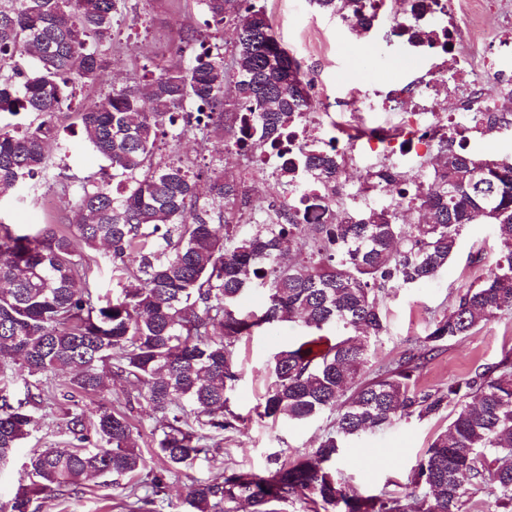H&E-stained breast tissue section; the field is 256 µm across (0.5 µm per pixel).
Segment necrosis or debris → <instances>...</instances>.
I'll return each instance as SVG.
<instances>
[{"label":"necrosis or debris","mask_w":512,"mask_h":512,"mask_svg":"<svg viewBox=\"0 0 512 512\" xmlns=\"http://www.w3.org/2000/svg\"><path fill=\"white\" fill-rule=\"evenodd\" d=\"M367 12L372 22L390 19V31L399 44L417 53H430L436 59L428 80L419 86L404 84L388 92L386 102L395 110L412 114L413 123L398 120L394 124L373 125L370 112L377 109V93L354 86L346 96L324 100V108L346 112L345 121L332 123L324 116L302 122L295 132V151L336 140L344 149L343 166L350 169L358 164L361 155L376 154L379 167H393L398 171L421 175L425 157L436 143L447 139L450 132L460 128L462 119L455 110L436 106L440 96L475 93L481 82L479 69L500 72L512 68V38L501 36L496 53L483 58L479 49L462 50V28L481 23L483 7L480 0H368ZM442 34L435 45L421 42L423 33Z\"/></svg>","instance_id":"necrosis-or-debris-1"}]
</instances>
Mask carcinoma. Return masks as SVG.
Masks as SVG:
<instances>
[{
    "label": "carcinoma",
    "mask_w": 512,
    "mask_h": 512,
    "mask_svg": "<svg viewBox=\"0 0 512 512\" xmlns=\"http://www.w3.org/2000/svg\"><path fill=\"white\" fill-rule=\"evenodd\" d=\"M216 26L234 25L235 69L223 46L181 41L177 65L145 84L117 86L105 73L115 16L124 0H8L0 6V114L27 112L24 128L0 127V196L36 190L52 166V118L71 105L83 82L107 86L78 113L82 141L112 170L77 186L67 224L16 234L0 220V464L32 429L42 394L15 402L6 394L19 362L36 382L61 380L47 392L68 418L65 449L46 448L29 460L33 477L0 512H31L34 501L78 493L90 479L127 482L126 512H162L172 473L213 461L216 437L236 428L228 393L240 378L234 355L243 336L270 334L293 323L302 334L272 356V382L262 416L304 422L329 414L318 446L291 465L264 475L222 471L192 484L183 512H251L304 500L323 512H407L398 498L359 496L338 475L344 450L403 417L438 413L455 403L448 430L438 434L408 478L417 512H463L467 490L486 489L497 512H512V359L478 367L434 392L414 376L445 341L467 336L481 321L512 310V157H476L449 139L443 162L423 182L394 171L375 176L426 215L403 224L380 201L361 208L336 190L340 149L333 142L276 169L278 203L265 217H245L249 197L224 178L212 158L205 197L198 196L191 157L157 158L158 134L199 145L224 133L241 155L289 152L290 131L314 111L299 62L280 42L256 0H198ZM342 20L362 18L364 0H316ZM304 82L296 92L294 78ZM512 126L483 112L470 132L486 136ZM328 185L336 224H299L293 198L301 177ZM467 224H491L502 256L477 285L464 289L448 313L399 360L367 381L371 339L387 330L381 297L390 288L434 279L455 255ZM250 226L243 233L240 227ZM106 247L122 281L103 302L96 294V257L77 243ZM265 288L260 312L245 308L249 286ZM125 381L128 397L145 400L164 421L153 468L138 448L129 415L99 405L91 414L65 403L97 395L106 380Z\"/></svg>",
    "instance_id": "cac0c4a2"
}]
</instances>
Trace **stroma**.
Returning a JSON list of instances; mask_svg holds the SVG:
<instances>
[{
	"instance_id": "stroma-1",
	"label": "stroma",
	"mask_w": 512,
	"mask_h": 512,
	"mask_svg": "<svg viewBox=\"0 0 512 512\" xmlns=\"http://www.w3.org/2000/svg\"><path fill=\"white\" fill-rule=\"evenodd\" d=\"M261 3L283 46L300 61L315 99L344 96L350 85L390 89L403 80L425 78L432 66L431 59L398 51L387 38L386 25L376 26L363 41L344 28L334 14L299 6L298 0ZM208 21L197 0H125L113 25L112 46L105 55L108 69L142 78L143 65L173 64V45L191 37L217 40L224 53H231L232 25H225L219 33ZM102 90L99 84L77 89L71 106L55 114L57 140L52 160L56 176L25 203L1 204L0 215L6 223L25 233L37 232L47 224L68 223L75 184L105 164L75 132L78 110L97 99ZM499 257L500 244L492 227L471 224L461 234L456 255L435 279L389 289L382 299L387 331L372 347L364 378L394 366L447 312L456 295L484 278ZM291 334V329L283 326L277 336L262 333L236 345L240 379L230 396V407L243 421L238 429L224 434L226 469L261 474L276 462L294 461L304 449L317 447L330 427L325 414L302 423L256 415L271 382L268 361L279 346V338ZM508 353L512 354V311L480 323L470 335L446 341L417 372L415 381L422 390L444 389L478 366L498 363ZM453 411L448 405L439 414L404 419L356 441L337 464L341 478L359 495L398 497L411 510L415 503L405 496L408 477L433 438L447 429ZM67 439L66 419L57 406L46 404L36 411L29 436L0 467V503L27 481L34 449L60 448ZM124 499L123 487L113 485L106 476L91 482L84 493L46 501L39 512H122Z\"/></svg>"
}]
</instances>
